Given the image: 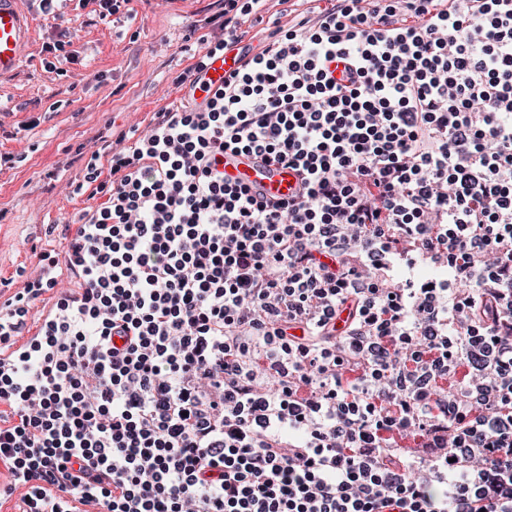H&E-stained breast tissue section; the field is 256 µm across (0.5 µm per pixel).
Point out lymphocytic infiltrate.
Wrapping results in <instances>:
<instances>
[{
    "instance_id": "f902f5d3",
    "label": "lymphocytic infiltrate",
    "mask_w": 512,
    "mask_h": 512,
    "mask_svg": "<svg viewBox=\"0 0 512 512\" xmlns=\"http://www.w3.org/2000/svg\"><path fill=\"white\" fill-rule=\"evenodd\" d=\"M299 24L113 156L37 334L0 311L32 512H512V0ZM224 179L266 198L288 200L296 179L287 166L248 152L224 153Z\"/></svg>"
}]
</instances>
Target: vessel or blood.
Masks as SVG:
<instances>
[{
  "mask_svg": "<svg viewBox=\"0 0 512 512\" xmlns=\"http://www.w3.org/2000/svg\"><path fill=\"white\" fill-rule=\"evenodd\" d=\"M32 33V17L23 0H0V78L19 70L26 60ZM243 56L237 44L210 54L205 68L194 73L190 85L197 93L198 108H206L210 90L223 85L225 77L241 69ZM224 178L268 198L287 199L296 179L287 166L269 162L248 152L224 155Z\"/></svg>",
  "mask_w": 512,
  "mask_h": 512,
  "instance_id": "obj_1",
  "label": "vessel or blood"
}]
</instances>
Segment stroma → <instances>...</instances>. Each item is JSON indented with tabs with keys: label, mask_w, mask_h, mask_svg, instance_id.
I'll return each instance as SVG.
<instances>
[{
	"label": "stroma",
	"mask_w": 512,
	"mask_h": 512,
	"mask_svg": "<svg viewBox=\"0 0 512 512\" xmlns=\"http://www.w3.org/2000/svg\"><path fill=\"white\" fill-rule=\"evenodd\" d=\"M64 0L46 12L25 0L33 19L26 61L0 79V304L24 293L30 330L57 290L38 289L40 269L68 287L66 260L74 223L108 199L118 136L142 137L154 112H188L184 82L208 54L224 49L225 19L246 49L298 29L276 0Z\"/></svg>",
	"instance_id": "1"
}]
</instances>
